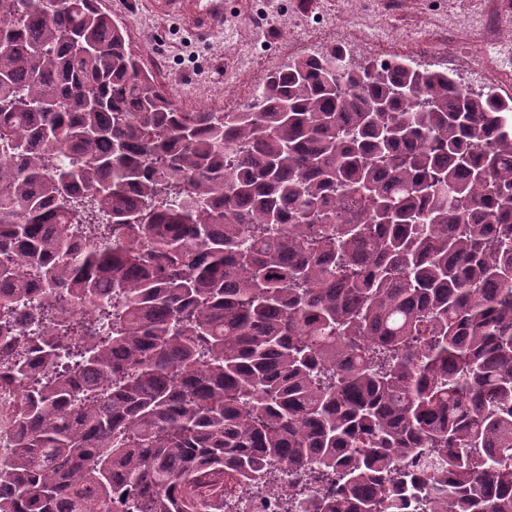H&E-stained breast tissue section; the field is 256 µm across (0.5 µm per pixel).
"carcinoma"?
Returning a JSON list of instances; mask_svg holds the SVG:
<instances>
[{
    "label": "carcinoma",
    "instance_id": "cac0c4a2",
    "mask_svg": "<svg viewBox=\"0 0 512 512\" xmlns=\"http://www.w3.org/2000/svg\"><path fill=\"white\" fill-rule=\"evenodd\" d=\"M0 380V512H512V100L337 48L184 112L0 0ZM16 392L0 383V461L14 448L15 425L13 409ZM282 491H274L263 497H255L253 494L238 497L224 498V510L228 506H235L232 511L226 512H285V496Z\"/></svg>",
    "mask_w": 512,
    "mask_h": 512
}]
</instances>
